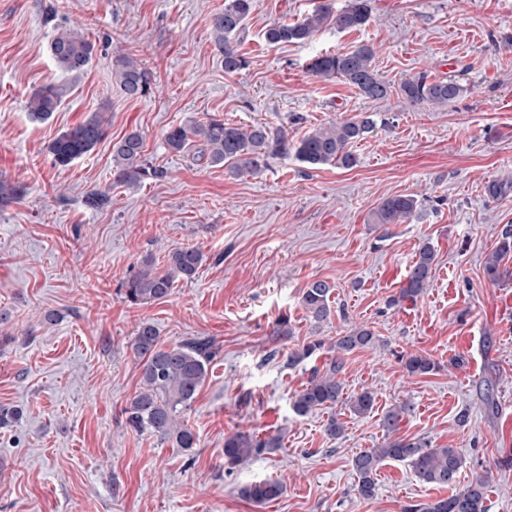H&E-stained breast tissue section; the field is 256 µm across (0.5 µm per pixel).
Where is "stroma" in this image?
<instances>
[{"instance_id": "1", "label": "stroma", "mask_w": 512, "mask_h": 512, "mask_svg": "<svg viewBox=\"0 0 512 512\" xmlns=\"http://www.w3.org/2000/svg\"><path fill=\"white\" fill-rule=\"evenodd\" d=\"M318 3L255 0L238 37L250 65L229 75L211 38L224 0H0V181L19 191L0 202V310L11 313L0 326V405L22 412L0 429V512H402L436 489L389 461L366 500L351 467L383 444L378 420L400 403L409 409L399 436L456 449L459 484L487 475V512H512V253L498 283L484 272L512 229V0H372L362 29L266 43L270 23ZM70 25L94 45L76 79L50 52ZM362 44L394 87L388 100L308 76L313 56ZM119 53L151 71L148 97L120 93ZM422 73L459 79L464 91L445 107L409 104L399 89ZM49 82L69 91L48 119H33L26 103ZM101 108L105 139L53 165L48 143ZM213 114L281 126L293 139L353 116L375 126L353 168L314 169L288 153L234 179L165 144L171 126ZM133 131L146 165L164 175L119 185L112 144ZM95 190L109 197L99 208L86 202ZM393 195L417 199L413 217L371 223ZM425 244L435 250L431 281L416 301L399 300ZM188 245L204 255L193 279L148 305L126 301L121 284L143 261L164 267ZM317 280L332 287L331 319L319 326L301 302ZM283 314L293 333L272 340ZM143 321L163 344L206 336L218 346L186 415L196 448L125 425L140 378L129 343ZM360 326L377 341L346 355L341 401L296 415L294 395L332 358L337 336ZM315 340L321 350L289 364V351ZM410 353L437 371L408 375ZM365 390L373 411L354 415L349 401ZM332 416L342 424L334 438ZM240 431L281 445L226 471L224 439ZM266 478L283 481L278 499L259 506L240 495Z\"/></svg>"}]
</instances>
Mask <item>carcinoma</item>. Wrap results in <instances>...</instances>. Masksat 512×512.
I'll list each match as a JSON object with an SVG mask.
<instances>
[{"label": "carcinoma", "instance_id": "carcinoma-1", "mask_svg": "<svg viewBox=\"0 0 512 512\" xmlns=\"http://www.w3.org/2000/svg\"><path fill=\"white\" fill-rule=\"evenodd\" d=\"M254 0H224V12L212 22L213 47L223 57L224 72L238 73L248 66L234 38L244 29L253 9ZM372 15L371 0H347L336 9L331 0H323L310 13L294 22L275 21L265 30V40L274 46L304 44L322 29L338 32L354 31L364 27ZM51 55L58 70L78 78L86 72L93 60L94 45L77 31L65 29L50 45ZM375 49L361 45L348 51L321 54L306 65L307 73L315 78H341L356 88L367 99L384 101L390 97L391 86L376 72L373 60ZM112 75L121 93L130 99L149 94L152 75L129 55L112 58ZM406 99L414 104L427 103L443 107L463 93L464 88L452 78L428 79L422 73L405 81L400 88ZM66 93V87L48 83L36 90L27 102L35 119L44 120L54 112ZM108 119L102 111H95L74 128L55 137L47 146L54 164L67 166L90 153L107 133ZM373 121L353 117L346 121L320 125L308 130L297 140H288L282 127L255 124L248 127L224 122L218 116L209 117L189 126L178 125L165 135L167 148L180 153L193 144L196 158L211 165H224L235 178L260 173L273 157L294 152L296 158L310 166L335 165L353 168L358 157L354 144L370 132ZM144 142L140 133L133 131L112 145L115 180L132 185L146 177H160L163 171L149 169L143 164ZM417 209L413 196L396 195L385 198L372 212L374 224H399L412 217ZM512 252V234L507 232L494 253L487 259L485 273L496 282L501 277L500 261ZM204 260L203 253L194 247H179L167 258V266L157 269L149 262L122 287L127 300L134 305H146L166 298L179 279L191 280ZM435 253L425 245L420 248L409 274L399 292L401 300H415L430 279ZM331 286L324 280L309 284L302 303L316 324L327 321L332 313L329 296ZM376 337L367 328H356L338 337L336 355L321 369L314 370L306 386L293 399V411L304 416L317 409H327L338 403L342 385L337 375L343 371L344 355L355 349L374 344ZM131 352L140 366L139 387L123 409L125 425L138 434L156 437L160 444L189 450L196 447L197 437L185 420V414L194 402L208 374L215 355L213 341L195 338L170 346L160 343L156 327L149 321L141 322L130 342ZM404 369L410 375H426L436 369V363L422 353L404 358ZM374 395L364 390L350 400L351 410L358 415L370 413ZM407 405L395 406L380 420L386 432L383 445L356 453L351 466L358 478L357 493L371 498L377 490L376 475L386 460L406 461L419 482L428 486L448 487L456 483L463 465L462 457L453 448H433L420 440H408L397 435ZM279 447L276 436L259 440L252 434L235 433L224 438V462L233 467L266 448ZM284 492L280 480H263L240 489L243 498L256 504H267ZM486 481L478 476L466 488L448 497L431 498L404 506L402 512H487Z\"/></svg>", "mask_w": 512, "mask_h": 512}]
</instances>
